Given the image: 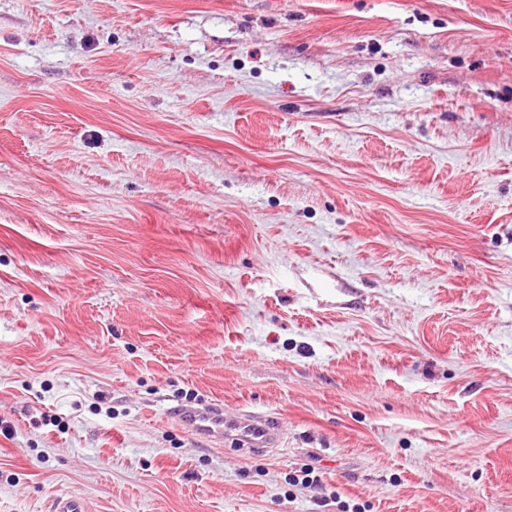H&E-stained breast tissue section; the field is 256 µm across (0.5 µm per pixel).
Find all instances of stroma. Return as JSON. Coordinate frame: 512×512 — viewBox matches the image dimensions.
Returning a JSON list of instances; mask_svg holds the SVG:
<instances>
[{"label": "stroma", "mask_w": 512, "mask_h": 512, "mask_svg": "<svg viewBox=\"0 0 512 512\" xmlns=\"http://www.w3.org/2000/svg\"><path fill=\"white\" fill-rule=\"evenodd\" d=\"M62 495L512 512V0H0V512ZM180 425L195 436L223 445L225 440L252 450L276 448L281 442L279 427L268 418L252 414L224 415V407L215 403L198 406L176 405L169 408Z\"/></svg>", "instance_id": "35a3bbf8"}]
</instances>
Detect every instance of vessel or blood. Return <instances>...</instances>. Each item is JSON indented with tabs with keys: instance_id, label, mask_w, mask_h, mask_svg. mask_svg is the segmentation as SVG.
Listing matches in <instances>:
<instances>
[{
	"instance_id": "1",
	"label": "vessel or blood",
	"mask_w": 512,
	"mask_h": 512,
	"mask_svg": "<svg viewBox=\"0 0 512 512\" xmlns=\"http://www.w3.org/2000/svg\"><path fill=\"white\" fill-rule=\"evenodd\" d=\"M171 412L189 433L219 445L232 440L239 446L259 451L278 447L281 442L279 427L269 419L252 414L228 416L220 404H180L173 406Z\"/></svg>"
}]
</instances>
